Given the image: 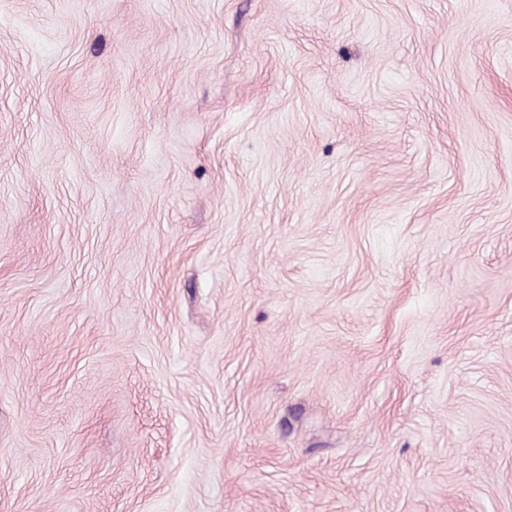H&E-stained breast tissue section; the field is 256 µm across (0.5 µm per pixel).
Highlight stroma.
<instances>
[{"instance_id":"1","label":"stroma","mask_w":512,"mask_h":512,"mask_svg":"<svg viewBox=\"0 0 512 512\" xmlns=\"http://www.w3.org/2000/svg\"><path fill=\"white\" fill-rule=\"evenodd\" d=\"M0 512H512V0H0Z\"/></svg>"}]
</instances>
